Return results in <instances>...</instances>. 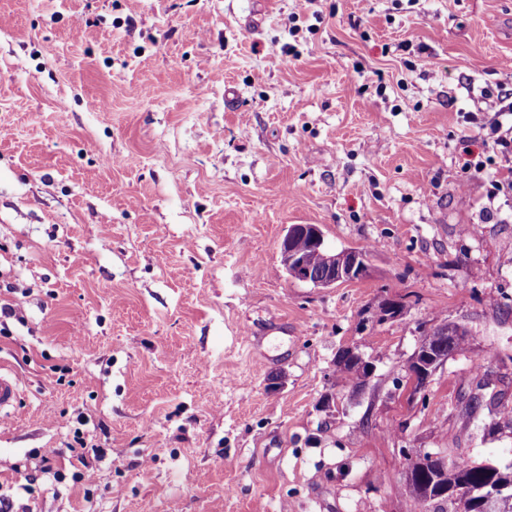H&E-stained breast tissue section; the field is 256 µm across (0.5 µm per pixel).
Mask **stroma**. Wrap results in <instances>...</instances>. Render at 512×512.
Here are the masks:
<instances>
[{
  "label": "stroma",
  "mask_w": 512,
  "mask_h": 512,
  "mask_svg": "<svg viewBox=\"0 0 512 512\" xmlns=\"http://www.w3.org/2000/svg\"><path fill=\"white\" fill-rule=\"evenodd\" d=\"M499 85L512 0H0L14 512H410L402 449L512 464L459 415L481 379L512 402V199L465 175L506 164L466 121ZM292 224L370 275L291 280ZM444 319L471 336L417 388ZM347 355L348 350L345 348L341 349L336 354V374L346 380L353 391L356 392L365 386L367 378L375 371V366L372 362L366 361L363 354L354 347H349V358H351L352 362L358 364L351 363L349 359H347ZM365 364L369 366V370L371 371L370 376L366 366H363ZM432 357L422 356L419 349L415 353L412 361L407 366V373L417 381V376L425 378L427 381L436 370L446 361L440 360L434 355Z\"/></svg>",
  "instance_id": "1"
}]
</instances>
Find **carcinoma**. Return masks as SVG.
Wrapping results in <instances>:
<instances>
[{"instance_id": "obj_1", "label": "carcinoma", "mask_w": 512, "mask_h": 512, "mask_svg": "<svg viewBox=\"0 0 512 512\" xmlns=\"http://www.w3.org/2000/svg\"><path fill=\"white\" fill-rule=\"evenodd\" d=\"M291 248L305 268L314 273L320 272L324 265L322 250L311 244L310 237L304 233V227L296 228L291 238ZM468 336L469 332L464 327L457 324L450 325L444 320L423 332L419 344L421 348H429L446 359L464 348ZM347 355L348 350L345 348L336 354V374L346 380L356 392L365 386L369 373L366 367L350 362ZM482 389L483 385L477 384L475 392L471 393L462 404L460 409L462 416L469 419L477 411L490 406L495 413L494 427L512 431V406L495 395L486 397ZM436 465V461L426 460L421 470V478L403 482L405 494L412 500L413 512H460L456 490L488 483L512 482V468L497 471L482 463L459 458L455 460L454 467L448 470V476L444 480L448 488L441 493L433 492L430 498L425 499L420 494L419 480H426L437 474Z\"/></svg>"}]
</instances>
